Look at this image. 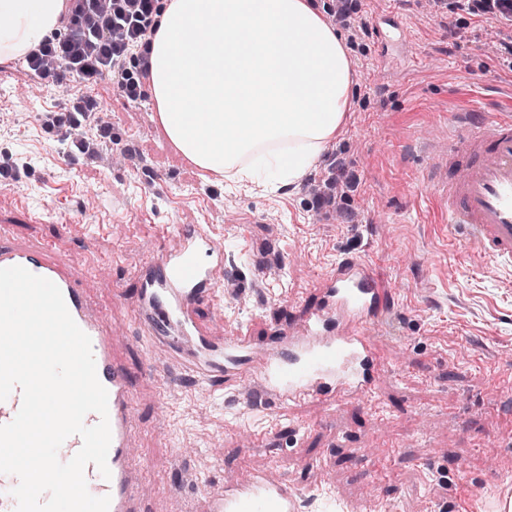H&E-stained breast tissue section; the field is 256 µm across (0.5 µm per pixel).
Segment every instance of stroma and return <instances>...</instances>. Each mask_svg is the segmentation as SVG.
Returning <instances> with one entry per match:
<instances>
[{"label":"stroma","instance_id":"1","mask_svg":"<svg viewBox=\"0 0 512 512\" xmlns=\"http://www.w3.org/2000/svg\"><path fill=\"white\" fill-rule=\"evenodd\" d=\"M394 16L409 41L392 30ZM358 20L389 40L341 28L352 60L345 123L317 168L276 191L203 177L150 101L129 103L106 78L96 88L112 124L106 158L70 156L38 122L63 104L56 85L34 89L22 61L0 64V162L23 166L19 186L0 185V225L65 249L124 335L136 382L133 455L155 512L223 481L247 456L290 480L302 512H502L512 503V272L453 247L419 191L430 177L421 143L444 137L471 102L512 100V70L488 47L489 25L431 0H363ZM336 156L359 177L348 224L311 206V184ZM23 207L47 217L23 223ZM178 224L209 225L224 246L229 274L202 319L259 346L319 300L316 282L336 263H369L391 292L372 326L385 361L377 412L356 400L248 405L174 363L144 362L136 275ZM250 432L261 433L257 446Z\"/></svg>","mask_w":512,"mask_h":512}]
</instances>
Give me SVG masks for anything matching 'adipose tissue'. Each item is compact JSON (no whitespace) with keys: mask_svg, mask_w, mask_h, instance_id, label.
<instances>
[{"mask_svg":"<svg viewBox=\"0 0 512 512\" xmlns=\"http://www.w3.org/2000/svg\"><path fill=\"white\" fill-rule=\"evenodd\" d=\"M66 0H0V63L58 26ZM150 100L200 169L286 186L314 168L344 122L351 61L309 0H165Z\"/></svg>","mask_w":512,"mask_h":512,"instance_id":"ef3b65f1","label":"adipose tissue"}]
</instances>
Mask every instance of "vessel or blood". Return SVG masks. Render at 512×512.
<instances>
[{"mask_svg":"<svg viewBox=\"0 0 512 512\" xmlns=\"http://www.w3.org/2000/svg\"><path fill=\"white\" fill-rule=\"evenodd\" d=\"M455 135L426 142L434 167L446 170L432 203L448 216L451 239L497 269L512 271V110L472 107L453 116ZM21 266L55 283L77 325L90 337L97 376L108 392L110 477L84 474L91 495L109 497V512H144L141 464L132 455L134 381L117 349L122 337L81 286L69 255L49 242L0 243V268ZM224 279V247L205 225L179 226L137 276L135 305L150 358L174 361L197 378L234 388L245 383L288 403H343L374 396L383 369L371 326L389 291L372 268L345 260L321 276L319 304L256 346L227 335L199 315ZM191 512H300L295 489L269 463L248 460L218 486L204 487Z\"/></svg>","mask_w":512,"mask_h":512,"instance_id":"vessel-or-blood-1","label":"vessel or blood"}]
</instances>
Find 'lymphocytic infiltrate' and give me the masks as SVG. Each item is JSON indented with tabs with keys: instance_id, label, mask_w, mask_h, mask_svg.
Masks as SVG:
<instances>
[{
	"instance_id": "obj_1",
	"label": "lymphocytic infiltrate",
	"mask_w": 512,
	"mask_h": 512,
	"mask_svg": "<svg viewBox=\"0 0 512 512\" xmlns=\"http://www.w3.org/2000/svg\"><path fill=\"white\" fill-rule=\"evenodd\" d=\"M61 27L24 57L26 67L39 79L54 82L74 78L78 91L66 98L61 110L42 112L46 133L59 134L70 151L95 157L112 140V124L102 115L91 93L99 80L109 78L113 89L132 103L144 97L143 82L150 73L152 37L161 0H67ZM448 12H462L498 27L496 51L512 68V0H448ZM326 181L332 190L315 193L317 210L341 208L355 192L358 177L344 159L333 158Z\"/></svg>"
}]
</instances>
